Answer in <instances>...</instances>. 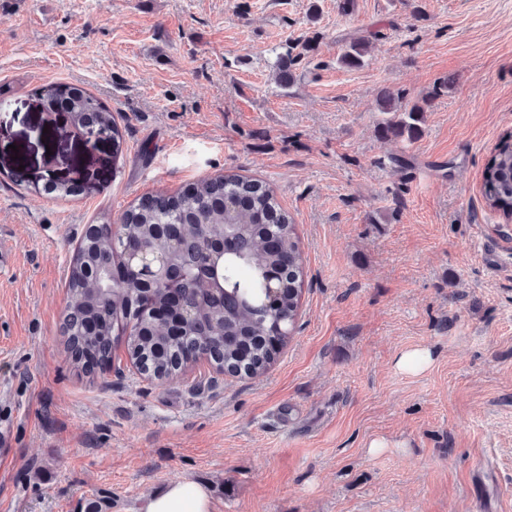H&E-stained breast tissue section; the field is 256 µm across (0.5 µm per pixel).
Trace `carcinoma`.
I'll list each match as a JSON object with an SVG mask.
<instances>
[{
	"label": "carcinoma",
	"instance_id": "1",
	"mask_svg": "<svg viewBox=\"0 0 512 512\" xmlns=\"http://www.w3.org/2000/svg\"><path fill=\"white\" fill-rule=\"evenodd\" d=\"M367 39L353 37L338 62L348 68L365 64ZM297 45L277 54L279 81L291 82ZM46 112H67L77 126L119 131L107 110L87 91L61 82L40 91ZM380 111L397 112L380 126L385 137L412 140L420 132L425 107L402 104L382 91ZM44 192L56 199L76 197L81 187L51 181ZM486 205L512 223V133L495 145L482 172ZM224 242V256L199 255L210 264L189 272L183 283L185 301L173 305L169 290L139 276L112 285V268L123 264L119 242L108 223L87 227L73 255L67 279L68 306L62 327L65 352L73 365L90 373L112 359L114 340L121 338L129 358L144 375L159 383L172 381L205 357L219 371L257 376L273 363L276 346L288 336L274 337L298 315L303 260L295 225L272 190L238 174L190 183L176 195L156 193L141 198L123 215L122 234L147 244L162 267L186 269L197 251L199 232Z\"/></svg>",
	"mask_w": 512,
	"mask_h": 512
}]
</instances>
